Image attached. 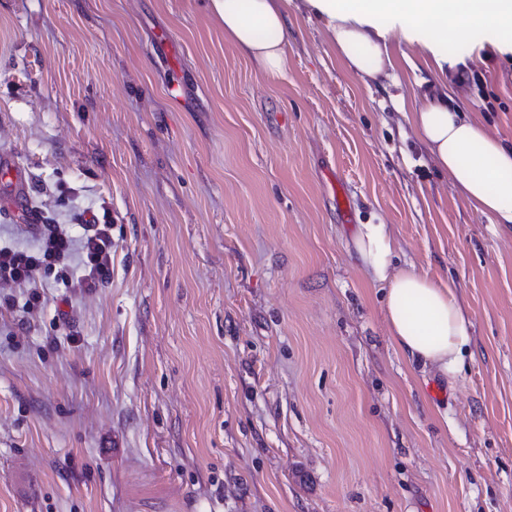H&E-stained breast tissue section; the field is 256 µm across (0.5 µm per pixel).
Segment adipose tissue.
<instances>
[{
	"instance_id": "obj_1",
	"label": "adipose tissue",
	"mask_w": 512,
	"mask_h": 512,
	"mask_svg": "<svg viewBox=\"0 0 512 512\" xmlns=\"http://www.w3.org/2000/svg\"><path fill=\"white\" fill-rule=\"evenodd\" d=\"M326 19L329 42L346 69L386 79L392 59L388 33L423 44L435 66L440 43L484 32L496 46L512 43V0H306ZM294 0H208L225 38L266 74L287 72L288 8ZM409 121L437 165L494 230L512 232V148L486 132L448 95L447 78L419 96ZM354 248L372 281L383 285L389 332L404 356L444 378L457 377L471 345V321L452 284L393 267L386 225H361Z\"/></svg>"
}]
</instances>
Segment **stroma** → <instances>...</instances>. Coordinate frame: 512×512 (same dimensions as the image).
Returning <instances> with one entry per match:
<instances>
[{"label":"stroma","mask_w":512,"mask_h":512,"mask_svg":"<svg viewBox=\"0 0 512 512\" xmlns=\"http://www.w3.org/2000/svg\"><path fill=\"white\" fill-rule=\"evenodd\" d=\"M306 6L286 74L205 0H0V245L112 227L103 286L0 283V512H512V235ZM457 106L512 143V51L445 42ZM453 281L463 372L411 365L353 246Z\"/></svg>","instance_id":"obj_1"}]
</instances>
